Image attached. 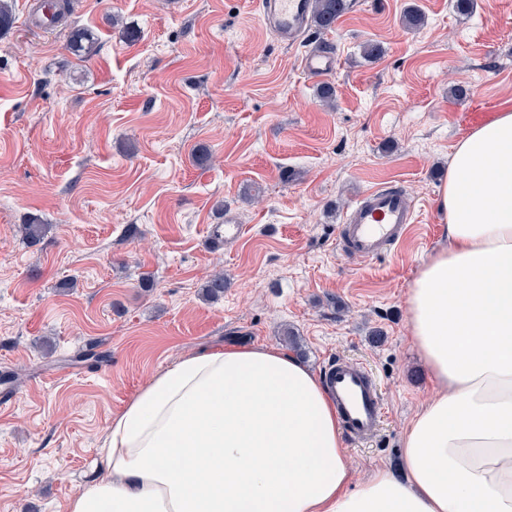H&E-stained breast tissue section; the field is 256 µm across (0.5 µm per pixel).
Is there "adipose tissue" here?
Segmentation results:
<instances>
[{
    "instance_id": "ef3b65f1",
    "label": "adipose tissue",
    "mask_w": 512,
    "mask_h": 512,
    "mask_svg": "<svg viewBox=\"0 0 512 512\" xmlns=\"http://www.w3.org/2000/svg\"><path fill=\"white\" fill-rule=\"evenodd\" d=\"M437 204L448 246L407 295L436 391L401 473L355 483L329 392L295 356L214 344L113 415L66 512H512V109L456 143Z\"/></svg>"
}]
</instances>
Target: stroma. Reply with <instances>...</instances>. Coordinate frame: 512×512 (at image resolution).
Instances as JSON below:
<instances>
[{
    "mask_svg": "<svg viewBox=\"0 0 512 512\" xmlns=\"http://www.w3.org/2000/svg\"><path fill=\"white\" fill-rule=\"evenodd\" d=\"M29 2L0 35V512H65L113 415L214 343L277 346L318 372L366 364L383 423L346 458L359 482L400 469L404 429L435 392L407 293L447 244L438 191L470 113L512 106V0L469 16L455 0H349L294 47L256 0H67L49 29L26 24ZM81 28L98 42L87 59L70 48ZM327 41L329 106L300 68ZM385 184L414 203L415 233L381 260L342 256L344 211ZM228 208L245 233L212 246ZM33 219L47 231L31 248L19 226ZM219 270L224 295L204 300ZM95 341L107 359L76 362Z\"/></svg>",
    "mask_w": 512,
    "mask_h": 512,
    "instance_id": "35a3bbf8",
    "label": "stroma"
}]
</instances>
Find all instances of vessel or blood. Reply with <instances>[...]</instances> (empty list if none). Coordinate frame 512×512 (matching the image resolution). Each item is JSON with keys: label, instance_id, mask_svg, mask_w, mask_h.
<instances>
[{"label": "vessel or blood", "instance_id": "b4317fda", "mask_svg": "<svg viewBox=\"0 0 512 512\" xmlns=\"http://www.w3.org/2000/svg\"><path fill=\"white\" fill-rule=\"evenodd\" d=\"M262 24L288 43L304 35L310 0H259ZM339 58L332 49L310 52L301 59L303 73L314 81L332 75ZM417 210L405 191L397 187H375L364 192L351 206L341 228L342 254L371 261L398 247L415 228ZM327 388L349 437L365 442L376 437L383 399L372 373L362 364L336 358L325 372Z\"/></svg>", "mask_w": 512, "mask_h": 512}]
</instances>
